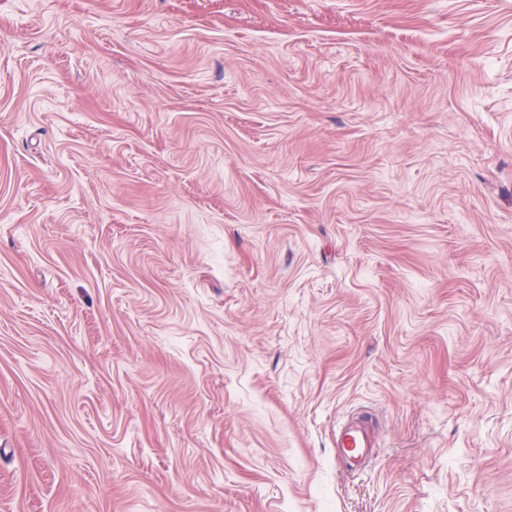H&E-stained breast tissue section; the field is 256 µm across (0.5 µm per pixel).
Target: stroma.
<instances>
[{"label": "stroma", "instance_id": "35a3bbf8", "mask_svg": "<svg viewBox=\"0 0 512 512\" xmlns=\"http://www.w3.org/2000/svg\"><path fill=\"white\" fill-rule=\"evenodd\" d=\"M0 512H512V0H0ZM336 448L348 460L360 462L365 459L374 448L371 419L362 417L346 422L339 430Z\"/></svg>", "mask_w": 512, "mask_h": 512}]
</instances>
